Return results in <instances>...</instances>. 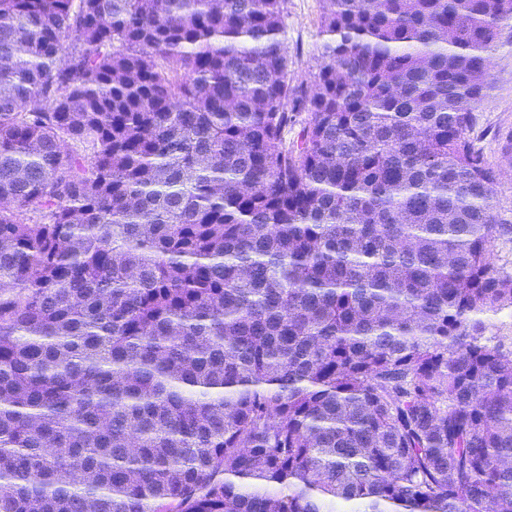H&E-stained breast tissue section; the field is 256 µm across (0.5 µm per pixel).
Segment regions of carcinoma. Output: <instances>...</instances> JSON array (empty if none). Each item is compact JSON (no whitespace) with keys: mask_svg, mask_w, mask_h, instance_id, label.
Listing matches in <instances>:
<instances>
[{"mask_svg":"<svg viewBox=\"0 0 512 512\" xmlns=\"http://www.w3.org/2000/svg\"><path fill=\"white\" fill-rule=\"evenodd\" d=\"M322 2L0 0V512H512V0ZM322 0H287L285 43L296 79L307 80L322 62L324 37L320 35ZM475 114L470 138L499 171L496 210L512 220V20L503 24L500 41L492 51L487 95Z\"/></svg>","mask_w":512,"mask_h":512,"instance_id":"obj_1","label":"carcinoma"}]
</instances>
